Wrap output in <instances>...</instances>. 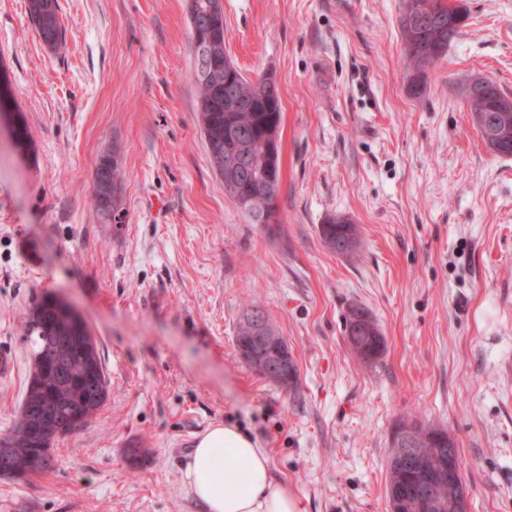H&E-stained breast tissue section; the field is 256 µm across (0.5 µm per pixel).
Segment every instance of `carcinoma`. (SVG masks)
<instances>
[{
	"label": "carcinoma",
	"instance_id": "cac0c4a2",
	"mask_svg": "<svg viewBox=\"0 0 512 512\" xmlns=\"http://www.w3.org/2000/svg\"><path fill=\"white\" fill-rule=\"evenodd\" d=\"M422 10L432 15L455 13L463 22L467 13L463 6L452 7L444 0H404L401 16L404 40V61L408 69L407 90L420 97L424 94L429 71L422 65L418 49L435 48L439 61L448 50L455 35L448 31L418 26L409 22L411 12ZM27 16L40 41L55 50L66 40V29L59 16L58 0H27ZM204 58L194 54L192 76L199 95L200 123L207 150H219V155H209L216 173L224 176V136L228 113L224 112V96L214 92L210 82L200 77ZM272 113L258 108L235 112L233 119L240 127L254 130L244 142L249 158V176H259L269 162L266 134ZM118 206V196L109 194L108 188L96 183L94 206L105 215L104 204ZM320 235L324 244L332 249L347 236L358 237V228L352 222H343L341 216H331L321 225ZM24 334L31 343L32 355L51 353L57 356V365L43 367L31 365L27 392L17 425L3 437L7 442L6 461L0 460V475H29L48 471L54 462L52 445L58 436L56 427L79 415V424L94 414L106 401L108 381L105 373L92 379L88 372V360L81 355L80 347L89 336L87 322H78L69 316L64 303L46 294L29 308L24 324Z\"/></svg>",
	"mask_w": 512,
	"mask_h": 512
}]
</instances>
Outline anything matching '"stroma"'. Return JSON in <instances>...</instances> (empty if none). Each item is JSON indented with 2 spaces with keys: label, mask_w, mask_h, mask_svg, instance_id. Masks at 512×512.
Returning <instances> with one entry per match:
<instances>
[{
  "label": "stroma",
  "mask_w": 512,
  "mask_h": 512,
  "mask_svg": "<svg viewBox=\"0 0 512 512\" xmlns=\"http://www.w3.org/2000/svg\"><path fill=\"white\" fill-rule=\"evenodd\" d=\"M464 3L416 98L402 0H223L227 54L281 91L269 229L211 167L186 0H59L56 51L26 0H0V66L31 144L0 128V348L14 360L0 437L27 392L22 324L43 294L81 312L109 381L53 469L0 476V512H207L183 467L223 423L267 450L301 512H388L404 420L454 437L469 512H512V156L486 146L458 93L479 72L512 94V0ZM106 154L125 174L121 224L93 206ZM333 215L357 225L355 257L324 245ZM250 305L288 342L291 390L237 352ZM355 308L385 339L371 365L346 340Z\"/></svg>",
  "instance_id": "obj_1"
}]
</instances>
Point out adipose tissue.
<instances>
[{
  "label": "adipose tissue",
  "instance_id": "1",
  "mask_svg": "<svg viewBox=\"0 0 512 512\" xmlns=\"http://www.w3.org/2000/svg\"><path fill=\"white\" fill-rule=\"evenodd\" d=\"M183 482L207 512H300L297 498L274 482L266 450L233 425L213 426L199 437Z\"/></svg>",
  "mask_w": 512,
  "mask_h": 512
}]
</instances>
